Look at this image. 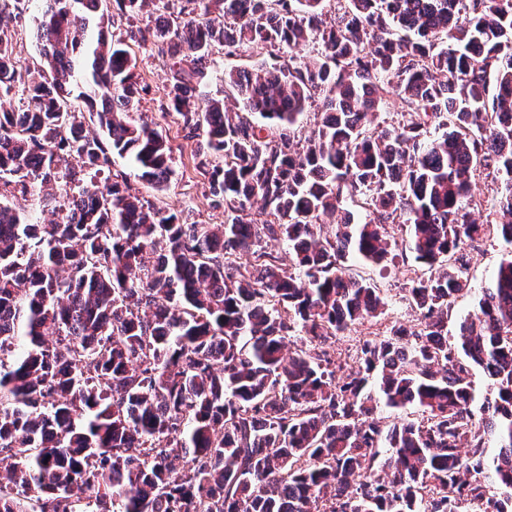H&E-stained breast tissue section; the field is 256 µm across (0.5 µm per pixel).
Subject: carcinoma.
<instances>
[{"label":"carcinoma","instance_id":"cac0c4a2","mask_svg":"<svg viewBox=\"0 0 512 512\" xmlns=\"http://www.w3.org/2000/svg\"><path fill=\"white\" fill-rule=\"evenodd\" d=\"M40 2L45 73L27 78L20 0H0V99L18 96L0 112V512H512L493 491L512 489V0H115L117 35L101 0ZM129 40L172 60L162 107L224 223L114 169L161 190L173 166ZM217 45L309 57L226 73L235 112L206 91ZM390 93L413 119L380 130ZM480 169L500 223L471 218ZM392 224L429 275L405 289L415 323L353 367L326 345L386 302L343 260L393 261ZM491 224L510 251L451 345Z\"/></svg>","mask_w":512,"mask_h":512}]
</instances>
